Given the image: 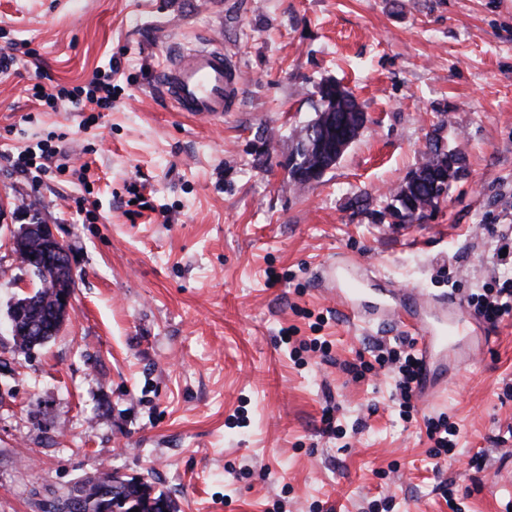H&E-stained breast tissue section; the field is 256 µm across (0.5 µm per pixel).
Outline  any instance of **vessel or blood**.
I'll list each match as a JSON object with an SVG mask.
<instances>
[{
    "mask_svg": "<svg viewBox=\"0 0 512 512\" xmlns=\"http://www.w3.org/2000/svg\"><path fill=\"white\" fill-rule=\"evenodd\" d=\"M159 82L166 99L176 111L211 120L223 119L237 96L236 75L221 46L204 43L174 55ZM364 293L363 284L348 278L340 290L339 301L354 323L363 314L356 301ZM478 320L463 305L449 308L447 314L433 321L415 317L406 327L417 338V350L426 377L419 388L423 401L433 399L428 380L451 360L474 359L487 345L483 336L472 335Z\"/></svg>",
    "mask_w": 512,
    "mask_h": 512,
    "instance_id": "1",
    "label": "vessel or blood"
}]
</instances>
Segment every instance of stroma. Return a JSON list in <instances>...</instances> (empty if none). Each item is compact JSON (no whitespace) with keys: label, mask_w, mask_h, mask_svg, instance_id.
Here are the masks:
<instances>
[{"label":"stroma","mask_w":512,"mask_h":512,"mask_svg":"<svg viewBox=\"0 0 512 512\" xmlns=\"http://www.w3.org/2000/svg\"><path fill=\"white\" fill-rule=\"evenodd\" d=\"M209 40L240 86L220 121L175 111L158 80ZM14 43L29 52L0 72V206L53 226L76 284L59 335L19 350L8 310L36 282L0 233V512H49L100 467L179 512H512V314L406 422L387 369H343L406 330L353 324L328 272L358 264L394 305L488 281V231L512 226V0H0V50ZM108 62L111 111L29 92L36 69L73 87ZM327 81L368 122L295 190ZM434 131L464 176L424 222L380 223ZM59 143L65 172L11 161ZM288 330L329 357L291 360ZM329 402L339 439L320 432ZM442 413L459 434L438 461L424 420ZM136 496L137 502L143 505V510L146 512H153V504L164 502L170 512H177V505L173 500L166 496L163 492H157L151 482L145 479H141V482L137 486H130V489L126 492V497Z\"/></svg>","instance_id":"35a3bbf8"}]
</instances>
